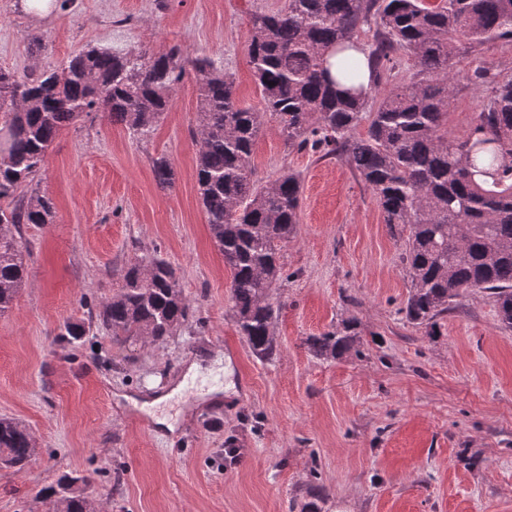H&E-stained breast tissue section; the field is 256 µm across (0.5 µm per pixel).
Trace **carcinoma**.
<instances>
[{
  "label": "carcinoma",
  "mask_w": 512,
  "mask_h": 512,
  "mask_svg": "<svg viewBox=\"0 0 512 512\" xmlns=\"http://www.w3.org/2000/svg\"><path fill=\"white\" fill-rule=\"evenodd\" d=\"M368 28L373 32L369 90L342 91L359 63L340 62L334 77L327 58ZM494 41H512V0H286L273 14L250 19L249 53L260 106H242L232 77L206 56L190 57L175 44L163 53L114 54L88 49L61 71L17 75L0 70V315L25 283L20 228L54 222L53 199L23 189L45 164L59 132L80 116L102 112L146 136L170 109L187 73L198 86L197 182L213 241L232 274L230 299L239 336L258 359L278 355L274 325L280 302L272 290L286 279L280 251L295 237L300 175L282 171L261 185L251 155L266 117L289 148L344 157L371 189L384 221L408 231L403 263L410 289L400 309L406 322L436 332L437 320L458 298L493 299L502 324L512 328V76L491 88L467 132L441 134L456 76L451 61L477 54ZM406 55L412 74L385 89V73ZM369 118L366 136L350 132ZM157 186L172 188L165 156L153 161ZM122 287L89 307V320L119 342L163 341L193 323L176 269L155 254L121 270ZM86 335L66 322L58 340ZM361 332L348 320L306 339L311 354L338 360L359 352ZM29 433L0 418V468L23 470L32 460ZM87 478L64 475L42 490L55 512H88L77 488Z\"/></svg>",
  "instance_id": "1"
}]
</instances>
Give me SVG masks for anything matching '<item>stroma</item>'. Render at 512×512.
I'll use <instances>...</instances> for the list:
<instances>
[{"instance_id": "35a3bbf8", "label": "stroma", "mask_w": 512, "mask_h": 512, "mask_svg": "<svg viewBox=\"0 0 512 512\" xmlns=\"http://www.w3.org/2000/svg\"><path fill=\"white\" fill-rule=\"evenodd\" d=\"M285 0H59L40 19L0 0V69L55 70L91 48L161 52L181 45L233 76L237 100L260 101L249 18ZM443 131L462 136L512 43L459 54ZM485 70L475 81V70ZM198 92L185 77L145 137L95 112L56 137L33 182L54 224L24 225L28 275L0 317V417L37 447L24 471L0 469V512H51L40 491L88 477L97 512H291L322 487V512H512V330L492 299L459 298L435 334L400 309L410 282L403 241L346 160L287 147L266 120L252 153L259 182L299 173L297 234L282 249L280 352L257 359L230 309L231 273L215 246L196 179ZM167 156L172 189L152 160ZM159 254L195 309L160 342H113L93 329L58 342L64 322L121 287L134 258ZM354 320L359 352L312 356L305 340ZM227 368L207 366L215 354ZM194 361L206 367L185 378ZM243 449L232 465L227 445Z\"/></svg>"}]
</instances>
